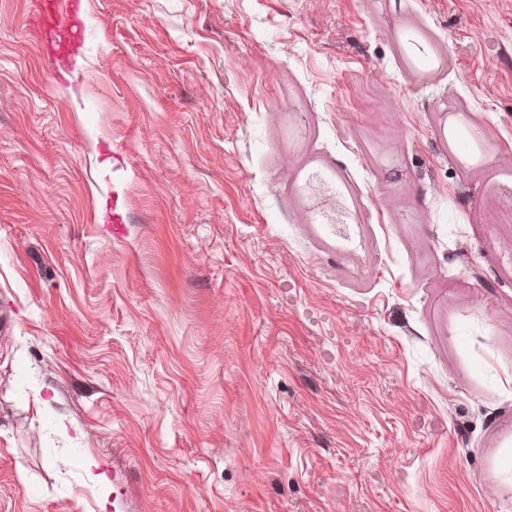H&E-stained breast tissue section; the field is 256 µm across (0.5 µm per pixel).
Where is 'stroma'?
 I'll return each instance as SVG.
<instances>
[{"mask_svg": "<svg viewBox=\"0 0 512 512\" xmlns=\"http://www.w3.org/2000/svg\"><path fill=\"white\" fill-rule=\"evenodd\" d=\"M34 2L0 512H512V0H83L68 74Z\"/></svg>", "mask_w": 512, "mask_h": 512, "instance_id": "stroma-1", "label": "stroma"}]
</instances>
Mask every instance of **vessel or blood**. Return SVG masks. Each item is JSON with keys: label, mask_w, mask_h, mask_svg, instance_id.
<instances>
[{"label": "vessel or blood", "mask_w": 512, "mask_h": 512, "mask_svg": "<svg viewBox=\"0 0 512 512\" xmlns=\"http://www.w3.org/2000/svg\"><path fill=\"white\" fill-rule=\"evenodd\" d=\"M36 28L52 41L63 65H70L81 56L85 44L81 0H39Z\"/></svg>", "instance_id": "b4317fda"}]
</instances>
